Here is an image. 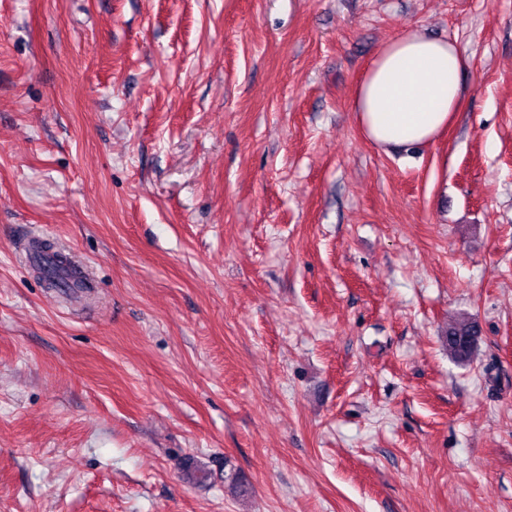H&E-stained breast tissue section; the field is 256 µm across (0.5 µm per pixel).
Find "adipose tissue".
Masks as SVG:
<instances>
[{
	"instance_id": "ef3b65f1",
	"label": "adipose tissue",
	"mask_w": 512,
	"mask_h": 512,
	"mask_svg": "<svg viewBox=\"0 0 512 512\" xmlns=\"http://www.w3.org/2000/svg\"><path fill=\"white\" fill-rule=\"evenodd\" d=\"M464 66L456 41L417 28L386 44L356 87L354 110L367 138L386 151L433 142L460 105Z\"/></svg>"
}]
</instances>
